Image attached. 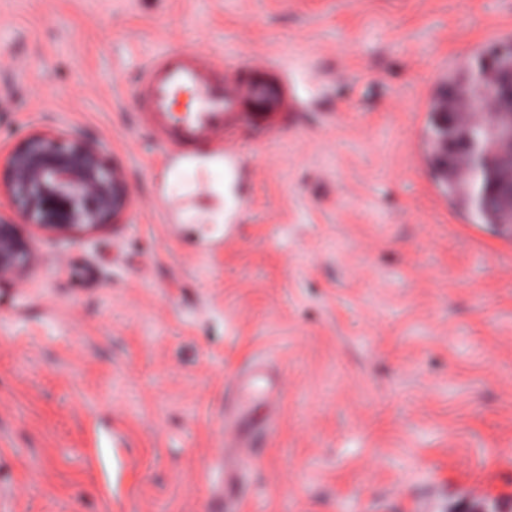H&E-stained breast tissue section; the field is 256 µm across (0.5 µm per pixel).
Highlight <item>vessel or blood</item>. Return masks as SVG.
Listing matches in <instances>:
<instances>
[{"instance_id": "b4317fda", "label": "vessel or blood", "mask_w": 512, "mask_h": 512, "mask_svg": "<svg viewBox=\"0 0 512 512\" xmlns=\"http://www.w3.org/2000/svg\"><path fill=\"white\" fill-rule=\"evenodd\" d=\"M184 94L189 100L182 106L178 100ZM134 96L142 127L161 154H174L180 162L207 158L214 171L233 182L241 180L243 171L236 151L224 138L226 126L243 104L273 116L282 111L286 99L281 83L221 76L213 63L178 46L161 48L149 59ZM240 386V429L249 435L253 424L247 412L255 399L267 398L268 393L258 388L253 377Z\"/></svg>"}]
</instances>
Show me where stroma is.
Returning <instances> with one entry per match:
<instances>
[{
	"label": "stroma",
	"mask_w": 512,
	"mask_h": 512,
	"mask_svg": "<svg viewBox=\"0 0 512 512\" xmlns=\"http://www.w3.org/2000/svg\"><path fill=\"white\" fill-rule=\"evenodd\" d=\"M512 37V0H0V141L96 139L120 223L23 227L0 286V512H208L241 454L234 374L262 371L239 512H512V240L430 165L429 104ZM292 72L250 169L171 176L132 98L161 45Z\"/></svg>",
	"instance_id": "35a3bbf8"
}]
</instances>
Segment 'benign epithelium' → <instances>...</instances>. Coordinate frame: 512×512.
I'll return each instance as SVG.
<instances>
[{"label": "benign epithelium", "instance_id": "obj_1", "mask_svg": "<svg viewBox=\"0 0 512 512\" xmlns=\"http://www.w3.org/2000/svg\"><path fill=\"white\" fill-rule=\"evenodd\" d=\"M487 69L494 71L495 98L481 113L475 114L461 97L448 96V87L437 93L447 98L448 106L435 113L442 131L440 165L448 160V129L463 137L468 127L479 124L486 145L480 149V162L499 205L512 208V114H506L501 102H512V66L489 56ZM121 177L98 148L85 139L47 131L25 135L17 144L0 146V194L14 208L12 215L0 214V281L17 278L30 261L29 245L20 226L29 224L56 233L67 234L78 228L118 223L121 201Z\"/></svg>", "mask_w": 512, "mask_h": 512}]
</instances>
